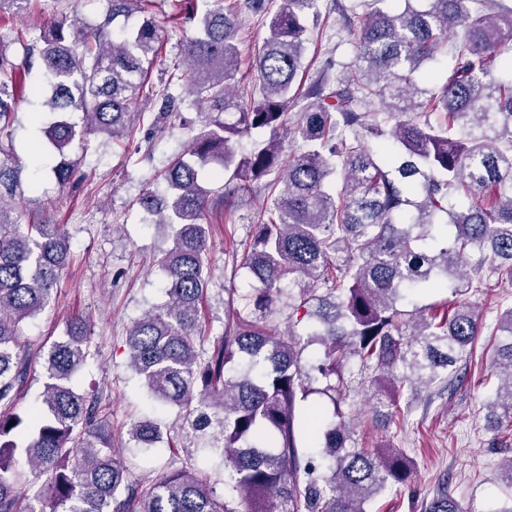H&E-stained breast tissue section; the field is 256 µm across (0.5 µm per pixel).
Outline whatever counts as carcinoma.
I'll use <instances>...</instances> for the list:
<instances>
[{"mask_svg":"<svg viewBox=\"0 0 512 512\" xmlns=\"http://www.w3.org/2000/svg\"><path fill=\"white\" fill-rule=\"evenodd\" d=\"M203 2L200 15L197 0H108L94 23L50 20L37 37L17 32L20 54L0 52V512H369L376 495L414 477V463L399 448L349 445L348 365L372 372L375 407L399 415L394 385L448 379L481 335L466 301L417 319L399 303L430 289L477 292L490 274L512 283V5L426 0L420 10L404 0L394 11L371 0L352 29L350 71L323 72L303 91L296 81L320 0H281L249 77L238 0ZM159 14L194 34L156 94L146 86L162 49ZM442 55L448 77L433 83L425 65ZM27 88L40 101L35 121L48 118L41 132L59 155L51 173L60 186L77 180L65 154L74 140L130 138L143 97L160 101L155 125L183 108L199 112V131L161 174L169 204L152 190L138 199L147 223L172 238L158 260L168 300L132 323L126 344L156 402L178 408L194 435L216 431L222 494L193 470L135 491L100 398L73 385L89 355L86 322L73 319L67 339L48 346L23 335L52 304L70 257L62 225L18 221L22 166L4 140ZM299 95L308 104L290 124ZM254 131L268 138L237 156L238 139ZM285 137L302 144L286 159ZM212 160L237 180L225 205L253 206L257 223L240 258L250 288L203 359L212 225L200 170ZM474 247L485 252L476 263ZM273 315L287 316V331L264 323ZM493 332L507 333L494 343L491 374L504 379L488 403L500 426L512 424V307ZM312 342L322 356L305 361ZM36 364L43 389L25 407ZM313 394L326 398L327 416L301 412ZM129 435L140 448L163 440L161 424L147 419ZM423 509L459 512L442 485Z\"/></svg>","mask_w":512,"mask_h":512,"instance_id":"cac0c4a2","label":"carcinoma"}]
</instances>
